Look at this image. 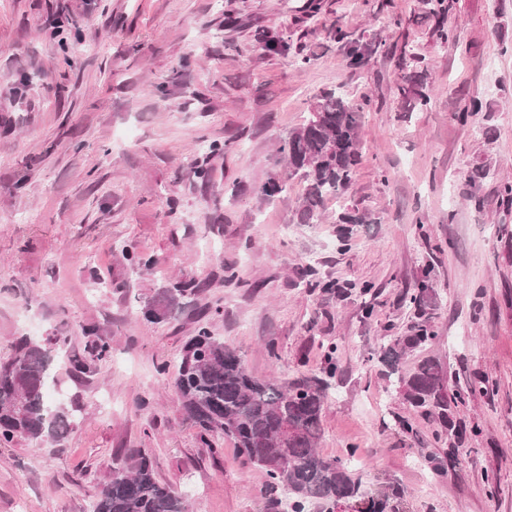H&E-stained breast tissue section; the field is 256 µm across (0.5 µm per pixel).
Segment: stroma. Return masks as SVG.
I'll list each match as a JSON object with an SVG mask.
<instances>
[{"label":"stroma","mask_w":512,"mask_h":512,"mask_svg":"<svg viewBox=\"0 0 512 512\" xmlns=\"http://www.w3.org/2000/svg\"><path fill=\"white\" fill-rule=\"evenodd\" d=\"M447 2L436 21L422 0H0V357L22 334L66 338L55 393L72 411L60 441L0 447V512H92L131 449L188 512H287L269 510L265 471L232 439L216 453L201 442L171 385L202 326L259 378L311 376L333 356L318 451L350 460L366 497L388 493L386 512H512V205L499 195L512 183V0ZM59 16L82 31L64 51L49 29ZM340 29L377 53L349 67ZM268 32L288 54L265 53ZM423 67L431 101L405 112L402 77ZM336 88L362 106L361 158L320 222L302 224L304 181L272 198L262 187L285 172L281 141ZM213 141L230 148L204 158ZM477 165L490 175L472 187ZM347 210L377 221L354 225L342 249ZM124 242L151 267L123 259ZM311 263L351 293L309 283ZM426 268L425 354L458 385L487 386L459 406L452 437L378 359L415 322ZM180 280L198 291L172 292ZM88 324L110 357L95 359ZM451 447L460 460L425 463Z\"/></svg>","instance_id":"35a3bbf8"}]
</instances>
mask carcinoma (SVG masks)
<instances>
[{
    "mask_svg": "<svg viewBox=\"0 0 512 512\" xmlns=\"http://www.w3.org/2000/svg\"><path fill=\"white\" fill-rule=\"evenodd\" d=\"M374 51L368 44L353 42L349 66L365 64ZM405 81L403 110L427 106V74L411 73ZM360 112L340 90L321 94L309 116L288 133L278 149L288 162V176L270 179L263 187L264 195L284 192L293 177L303 179L307 192L299 221L318 223L326 198L344 190L352 179L361 149ZM336 223L376 224L378 218L368 213H341ZM410 301L420 310L422 320L383 346L379 361L403 400L424 409L451 433L457 404L464 401V395L482 392L484 387L468 383L451 394L446 392L447 371L435 358H426L412 368L403 366L408 355L435 339L429 272H424ZM84 333L94 336L96 358L109 356L110 340L99 328L88 326ZM327 361L324 377L314 375L292 382L257 378L247 371L235 350L202 328L181 351L173 387L187 417L201 429L207 447L214 448L215 436L233 439L247 461L294 498L292 512H305V505L311 502L332 512L336 504L359 497L361 482L349 462L328 460L316 449L330 389L328 379L337 371L333 356H327ZM54 362L53 350L27 336L16 339L10 357L0 361V446L18 439L58 441L69 430L66 407L50 395ZM92 512H187V501L157 479L145 456L131 453L117 473L97 486Z\"/></svg>",
    "mask_w": 512,
    "mask_h": 512,
    "instance_id": "carcinoma-1",
    "label": "carcinoma"
}]
</instances>
